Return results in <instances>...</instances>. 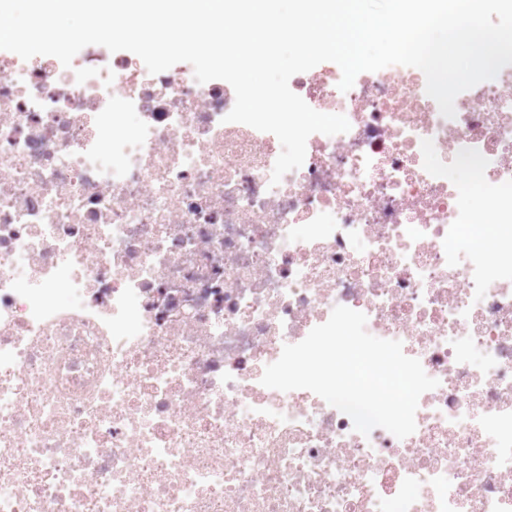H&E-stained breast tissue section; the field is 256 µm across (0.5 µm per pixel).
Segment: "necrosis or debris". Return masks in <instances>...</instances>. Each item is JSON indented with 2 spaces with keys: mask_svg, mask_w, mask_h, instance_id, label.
Returning <instances> with one entry per match:
<instances>
[{
  "mask_svg": "<svg viewBox=\"0 0 512 512\" xmlns=\"http://www.w3.org/2000/svg\"><path fill=\"white\" fill-rule=\"evenodd\" d=\"M340 80L291 77L350 129L274 186L188 63L0 58V512H512V235L455 247L512 228V65L451 119L414 68ZM338 305L438 380L412 435L261 384Z\"/></svg>",
  "mask_w": 512,
  "mask_h": 512,
  "instance_id": "4bbe7bcc",
  "label": "necrosis or debris"
}]
</instances>
